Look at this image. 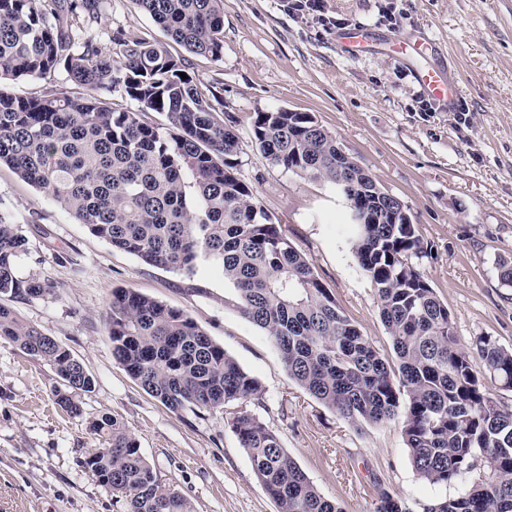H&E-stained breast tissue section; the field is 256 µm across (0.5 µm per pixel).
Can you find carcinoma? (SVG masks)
<instances>
[{
  "label": "carcinoma",
  "mask_w": 512,
  "mask_h": 512,
  "mask_svg": "<svg viewBox=\"0 0 512 512\" xmlns=\"http://www.w3.org/2000/svg\"><path fill=\"white\" fill-rule=\"evenodd\" d=\"M163 34L192 54L221 58L222 0H135ZM97 0H0V78H45L64 71L83 92L19 96L0 91V164L46 193L89 232L143 262L186 274L200 258L219 264L235 306L275 344L288 374L314 399L353 423L403 417L413 467L431 485L466 483L456 497L423 512H512V411L501 409L473 369L512 388V350L479 336L460 347L447 305L418 268L424 246L404 215L381 210L388 194L336 138L307 113L256 112L251 132L268 160L304 178L336 184L374 214L355 225L354 252L375 291L395 364L382 356L336 305L313 262L295 249L254 201L239 176L240 140L217 117L223 98L206 95L165 43L116 40L121 58L79 37ZM184 73L183 79L179 73ZM120 93L133 109H117ZM163 113L167 123L142 121ZM26 238L0 216V296L38 297L44 280L17 277ZM112 355L168 409L196 415L240 409L231 421L254 473L278 512H343L282 447L278 434L248 409L262 398L246 373L183 311L131 288L109 304ZM0 339L48 365L59 378L56 403L81 414L78 395L94 379L70 352L0 306ZM90 429L106 447L80 464L112 490L120 512H192L162 482L119 419ZM375 512H412L383 493Z\"/></svg>",
  "instance_id": "cac0c4a2"
}]
</instances>
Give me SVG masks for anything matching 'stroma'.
Here are the masks:
<instances>
[{
    "label": "stroma",
    "instance_id": "obj_1",
    "mask_svg": "<svg viewBox=\"0 0 512 512\" xmlns=\"http://www.w3.org/2000/svg\"><path fill=\"white\" fill-rule=\"evenodd\" d=\"M86 28L103 52L120 57L109 31L148 41L164 35L133 0H100ZM344 28L405 38L425 36L429 61L460 74L456 110L432 106L415 79L416 61L385 51L348 54L317 15L288 0H223L220 59L185 53L200 87H220V115L240 137V177L314 264L339 307L385 357L390 338L373 286L353 249L349 208L335 186L273 165L255 145L254 113L279 108L312 115L345 154L406 205L428 246L419 262L447 305L461 346L479 336L512 349V284L499 257H512V0H325ZM0 214L27 239L20 277L52 285L40 297H0V305L56 340L95 380L75 416L55 402L49 366L0 340V512H116L112 493L80 458L104 447L89 424L124 422L142 454L193 512H277L240 447L235 406L205 417L172 412L116 363L107 333L113 289L132 288L182 310L224 347L263 389L259 414L288 454L345 512H374L382 493L424 503L463 485L421 480L400 420L358 427L324 407L289 375L271 339L242 317L222 268L199 262L187 275L148 265L93 236L61 204L0 166Z\"/></svg>",
    "mask_w": 512,
    "mask_h": 512
}]
</instances>
